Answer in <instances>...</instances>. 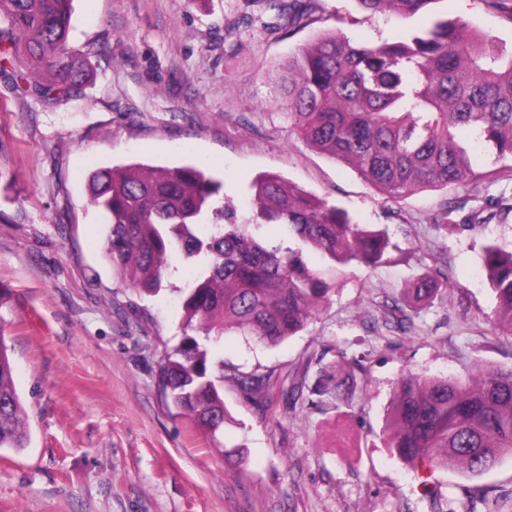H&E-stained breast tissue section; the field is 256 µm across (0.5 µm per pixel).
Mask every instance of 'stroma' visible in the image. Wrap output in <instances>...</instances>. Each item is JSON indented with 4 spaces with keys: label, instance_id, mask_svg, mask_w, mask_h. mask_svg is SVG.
Returning a JSON list of instances; mask_svg holds the SVG:
<instances>
[{
    "label": "stroma",
    "instance_id": "stroma-1",
    "mask_svg": "<svg viewBox=\"0 0 512 512\" xmlns=\"http://www.w3.org/2000/svg\"><path fill=\"white\" fill-rule=\"evenodd\" d=\"M311 6L316 23L292 30L265 0H74L70 44L90 71L75 97L49 105L0 72V341L31 431L29 447L0 450V512H512V457L479 476L435 472L432 498L384 436L401 375L512 367V334L492 322L478 273L486 241L512 243V216L469 231L435 222L449 199L480 208L511 195L512 180L484 151L480 180L393 202L303 142L278 92L298 47L326 31L392 42L424 23L367 15L356 0ZM431 14L512 46V18L490 0H435ZM195 161L239 217L249 182L274 173L391 241L377 270L337 271L298 335L276 346L225 336L215 357L273 374L281 394L259 405L225 383L231 418L215 437L177 413L156 376L183 336V273L146 295L113 271L85 180L104 165ZM438 268L447 291L415 302L416 278ZM392 298L412 332L383 327ZM342 355L355 393L313 397L319 366Z\"/></svg>",
    "mask_w": 512,
    "mask_h": 512
}]
</instances>
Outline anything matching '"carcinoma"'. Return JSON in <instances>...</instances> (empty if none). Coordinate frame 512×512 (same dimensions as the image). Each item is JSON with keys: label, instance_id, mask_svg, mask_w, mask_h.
Wrapping results in <instances>:
<instances>
[{"label": "carcinoma", "instance_id": "cac0c4a2", "mask_svg": "<svg viewBox=\"0 0 512 512\" xmlns=\"http://www.w3.org/2000/svg\"><path fill=\"white\" fill-rule=\"evenodd\" d=\"M436 0H357L365 13L392 11L411 18ZM293 27L315 19L306 0H269ZM72 0H0V69L24 93L64 100L87 73L69 51ZM282 109L298 136L340 161L387 199L397 202L428 187L474 181L473 154L489 149L512 161V51L495 37L467 34L458 19L441 17L401 41L357 44L342 33L315 38L288 59L281 79ZM475 135L471 144L457 130ZM89 203L108 226L112 267L148 294L160 291L177 256L190 279L180 290L184 336L158 365L162 391L179 413L211 435L224 429V382L272 400L270 375H239L214 362L210 348L230 331L275 346L313 320L333 292L331 277L313 268L317 252L333 267L352 262L376 269L389 246L383 230L356 223L344 209L275 175L249 187L252 216L240 221L224 205V183L199 164L176 168L132 164L99 167L88 176ZM467 201L447 202L440 224L470 230L512 213V197L492 199L457 218ZM280 224L296 247L270 245L257 230ZM481 273L495 294V320L512 331V249L490 241ZM448 288V276L426 271L411 293L430 301ZM385 320L402 333L410 316L394 302ZM342 359L320 368L312 394L336 397L352 389ZM30 443L27 414L0 340V449ZM386 445L426 473L461 468L480 474L512 454V367H483L470 381L401 376L395 383Z\"/></svg>", "mask_w": 512, "mask_h": 512}]
</instances>
